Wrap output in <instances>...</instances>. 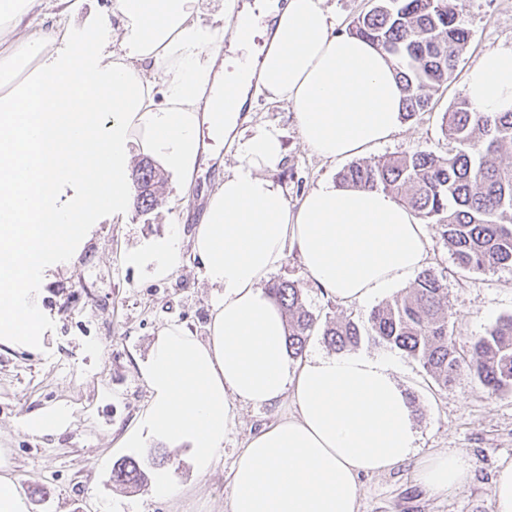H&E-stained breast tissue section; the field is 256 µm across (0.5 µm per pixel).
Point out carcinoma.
Returning a JSON list of instances; mask_svg holds the SVG:
<instances>
[{"label":"carcinoma","mask_w":512,"mask_h":512,"mask_svg":"<svg viewBox=\"0 0 512 512\" xmlns=\"http://www.w3.org/2000/svg\"><path fill=\"white\" fill-rule=\"evenodd\" d=\"M351 34L396 58L408 118L425 111L431 92L452 78L472 39L457 0H378ZM442 131L453 143L448 156L414 151L356 162L340 172L337 186L394 195L423 223L436 225L461 270L512 269V162L501 161L512 153V112H478L464 96L444 113ZM134 182L136 208H153L163 173L145 161ZM269 291L286 317L290 351L303 356L318 316L294 283L273 282ZM323 339L338 352L354 350L365 339L398 350L444 387L466 371L493 394L512 392V315L458 347L448 323L447 280L430 270L418 274L406 295L374 307L365 320L326 324ZM147 479L132 458L112 467V482L119 486L132 488Z\"/></svg>","instance_id":"cac0c4a2"}]
</instances>
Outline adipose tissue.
<instances>
[{"mask_svg": "<svg viewBox=\"0 0 512 512\" xmlns=\"http://www.w3.org/2000/svg\"><path fill=\"white\" fill-rule=\"evenodd\" d=\"M44 0H0V344L42 346L28 284L70 253L88 215L132 206L129 164L142 154L190 182L200 114L217 77L227 25L200 21L204 0H116L108 19L65 21L25 36ZM325 0H270L259 64L237 73L224 142L238 164L206 197L191 236L201 277L218 299L206 336L162 327L139 364L148 400L122 437L127 448L186 449L207 475L236 405L291 399L295 412L248 438L231 470L230 512H359V480L413 462L418 484L445 496L471 482L461 451L417 457L414 408L389 356L364 351L291 360L285 316L267 290L297 251L317 287L361 305L406 283L427 262L425 226L392 195L323 182L290 204L269 176L285 159L275 127L250 125L255 95L289 103L304 145L342 161L387 142L403 124L390 56L336 32ZM477 111L512 112V48L484 52L465 79ZM75 182L67 205L58 193ZM181 233L129 262L174 273ZM69 407L27 414L35 437L63 433Z\"/></svg>", "mask_w": 512, "mask_h": 512, "instance_id": "ef3b65f1", "label": "adipose tissue"}]
</instances>
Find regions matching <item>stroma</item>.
I'll return each instance as SVG.
<instances>
[{
    "mask_svg": "<svg viewBox=\"0 0 512 512\" xmlns=\"http://www.w3.org/2000/svg\"><path fill=\"white\" fill-rule=\"evenodd\" d=\"M472 41L447 84L432 95L429 110L404 120L401 130L368 153L371 161L415 150L447 155L451 144L441 132L442 116L464 93L468 70L486 51L512 47V0H458ZM253 123L278 128L285 148L282 166L271 177L298 203L310 189L335 180L344 162L320 158L301 141L290 106L257 98ZM214 174L197 166L190 185L166 179L154 208L130 209L123 219L111 210L95 214L74 258L47 266L30 283L39 302L42 348L35 352L0 345V451L11 474L27 492L28 512H229L231 469L246 439L291 413V400L277 405L240 406L224 439V453L209 474L197 477L179 449L145 453L119 447L135 423L148 393L139 376L160 327L190 328L205 336L215 294L200 277L201 262L183 247L177 270L155 278L129 265L128 249L153 244L171 226L190 239L201 189H213L237 160L223 143L212 147ZM426 266L447 277L448 321L461 340L484 335L500 317L512 314V270L460 271L435 225H427ZM103 280L88 284V266ZM275 279L295 282L306 306L321 321L361 320L369 305L344 306L317 288L296 254H289ZM399 381L415 408L418 452L461 450L470 458L474 479L442 497L416 483L413 467L368 475L360 480V512H495L492 479L512 462V393H490L476 379L462 376L439 386L420 364L399 356ZM56 403L74 418L63 433L34 439L20 428L21 418ZM136 457L145 467L162 463L180 487L169 499L151 485L126 490L112 482V465Z\"/></svg>",
    "mask_w": 512,
    "mask_h": 512,
    "instance_id": "obj_1",
    "label": "stroma"
}]
</instances>
